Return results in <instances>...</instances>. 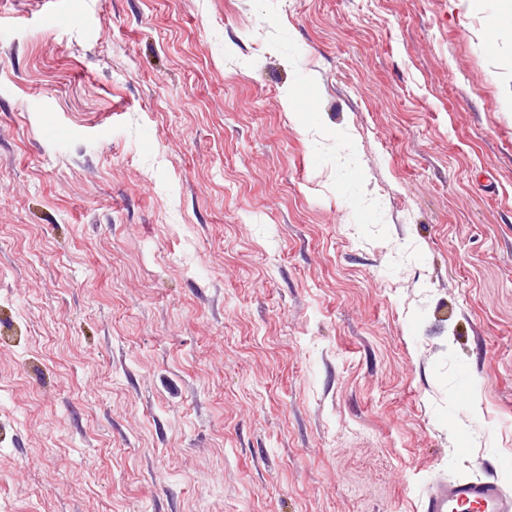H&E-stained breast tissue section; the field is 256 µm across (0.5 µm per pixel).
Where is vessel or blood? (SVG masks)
<instances>
[{
    "instance_id": "1",
    "label": "vessel or blood",
    "mask_w": 512,
    "mask_h": 512,
    "mask_svg": "<svg viewBox=\"0 0 512 512\" xmlns=\"http://www.w3.org/2000/svg\"><path fill=\"white\" fill-rule=\"evenodd\" d=\"M512 512V496L498 482L486 479L450 481L428 491L423 512Z\"/></svg>"
}]
</instances>
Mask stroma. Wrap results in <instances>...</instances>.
Wrapping results in <instances>:
<instances>
[{
    "instance_id": "35a3bbf8",
    "label": "stroma",
    "mask_w": 512,
    "mask_h": 512,
    "mask_svg": "<svg viewBox=\"0 0 512 512\" xmlns=\"http://www.w3.org/2000/svg\"><path fill=\"white\" fill-rule=\"evenodd\" d=\"M60 5L0 0V512L512 493V31Z\"/></svg>"
}]
</instances>
